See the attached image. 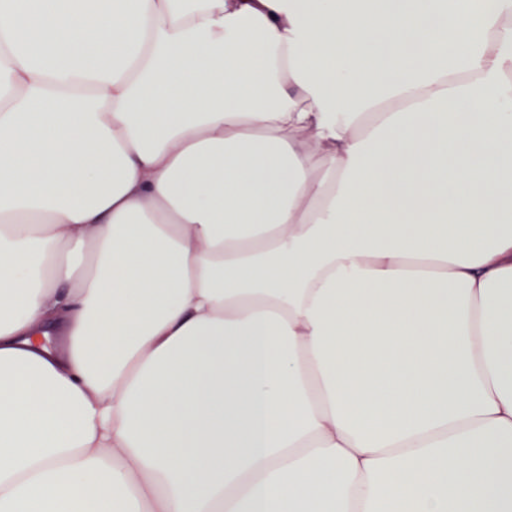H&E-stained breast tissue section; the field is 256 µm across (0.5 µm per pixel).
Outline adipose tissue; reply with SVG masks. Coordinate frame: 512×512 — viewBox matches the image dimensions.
<instances>
[{
	"instance_id": "ef3b65f1",
	"label": "adipose tissue",
	"mask_w": 512,
	"mask_h": 512,
	"mask_svg": "<svg viewBox=\"0 0 512 512\" xmlns=\"http://www.w3.org/2000/svg\"><path fill=\"white\" fill-rule=\"evenodd\" d=\"M0 512H512V0H0Z\"/></svg>"
}]
</instances>
